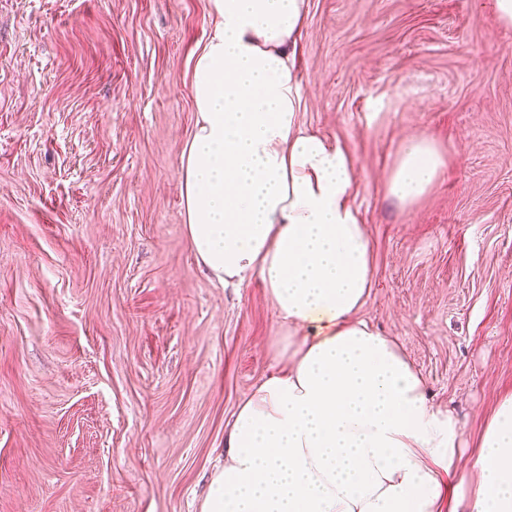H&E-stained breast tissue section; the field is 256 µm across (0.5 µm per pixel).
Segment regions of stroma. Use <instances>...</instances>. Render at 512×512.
I'll return each mask as SVG.
<instances>
[{
  "label": "stroma",
  "instance_id": "35a3bbf8",
  "mask_svg": "<svg viewBox=\"0 0 512 512\" xmlns=\"http://www.w3.org/2000/svg\"><path fill=\"white\" fill-rule=\"evenodd\" d=\"M207 0H0V512H199L277 366L259 278L198 265L178 191ZM305 126L351 156L357 316L396 338L471 462L512 395V26L492 0H308ZM444 167L403 206L402 145ZM444 165L434 141L417 136L404 145L387 179V193L399 204L418 201L440 176Z\"/></svg>",
  "mask_w": 512,
  "mask_h": 512
}]
</instances>
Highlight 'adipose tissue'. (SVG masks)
Wrapping results in <instances>:
<instances>
[{"mask_svg": "<svg viewBox=\"0 0 512 512\" xmlns=\"http://www.w3.org/2000/svg\"><path fill=\"white\" fill-rule=\"evenodd\" d=\"M207 12L179 156L186 231L224 285L261 280L283 334L281 368L237 406L199 512H512V397L464 464L455 417L398 341L356 317L372 243L351 159L301 121L306 0H208ZM443 165L434 141L412 138L389 197L414 204Z\"/></svg>", "mask_w": 512, "mask_h": 512, "instance_id": "ef3b65f1", "label": "adipose tissue"}]
</instances>
